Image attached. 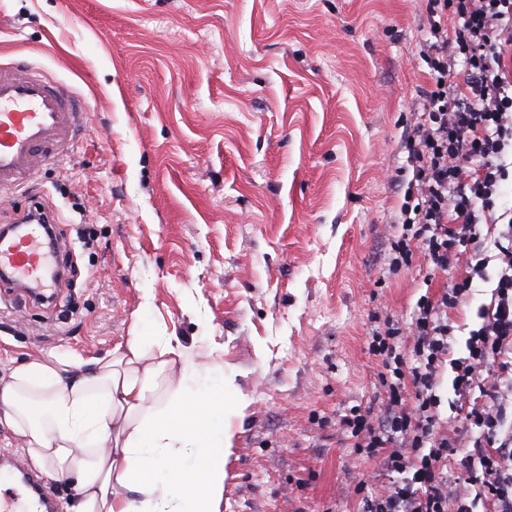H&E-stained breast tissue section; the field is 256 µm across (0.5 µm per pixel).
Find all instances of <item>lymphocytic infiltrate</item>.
<instances>
[{
	"mask_svg": "<svg viewBox=\"0 0 512 512\" xmlns=\"http://www.w3.org/2000/svg\"><path fill=\"white\" fill-rule=\"evenodd\" d=\"M429 39L422 56L431 86L405 139L414 176L401 207L406 232L394 248L401 262L423 257L430 272L464 264L467 274L440 299L422 296L413 322L410 353L398 352L397 329L373 337L382 360L388 402L380 420L353 411L342 421L356 447L381 455V470L401 474L387 494L366 500L365 512H471L444 473L464 438L442 432L435 393L439 370L449 358L453 328L446 314L468 296L474 279H486L489 259L472 243L477 224L493 223L498 189L512 176V0H428ZM469 67L465 87L448 84L457 58ZM500 236V265L491 299L477 311L466 358L452 360L453 384L468 390L483 380L488 404L466 421L480 427L472 456L482 471L479 494L486 512H512V428L502 429L503 390L512 391V219ZM450 359V358H449ZM413 400H406V388Z\"/></svg>",
	"mask_w": 512,
	"mask_h": 512,
	"instance_id": "f902f5d3",
	"label": "lymphocytic infiltrate"
}]
</instances>
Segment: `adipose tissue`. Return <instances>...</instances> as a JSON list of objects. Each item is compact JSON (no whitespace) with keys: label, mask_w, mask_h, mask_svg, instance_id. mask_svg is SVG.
Wrapping results in <instances>:
<instances>
[{"label":"adipose tissue","mask_w":512,"mask_h":512,"mask_svg":"<svg viewBox=\"0 0 512 512\" xmlns=\"http://www.w3.org/2000/svg\"><path fill=\"white\" fill-rule=\"evenodd\" d=\"M223 352L167 334L144 297L112 353L34 356L0 375V427L72 484V512H221L235 437L224 415L248 406Z\"/></svg>","instance_id":"adipose-tissue-1"}]
</instances>
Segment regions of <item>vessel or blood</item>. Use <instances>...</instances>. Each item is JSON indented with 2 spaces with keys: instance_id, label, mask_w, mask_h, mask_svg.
<instances>
[{
  "instance_id": "vessel-or-blood-1",
  "label": "vessel or blood",
  "mask_w": 512,
  "mask_h": 512,
  "mask_svg": "<svg viewBox=\"0 0 512 512\" xmlns=\"http://www.w3.org/2000/svg\"><path fill=\"white\" fill-rule=\"evenodd\" d=\"M84 111L61 84L43 72L0 67V197L16 193L27 177L62 157L81 130ZM11 231L0 233V281L44 297L57 283L59 256L52 248L50 211L16 214ZM0 512H55L53 494L38 474L0 459Z\"/></svg>"
}]
</instances>
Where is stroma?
Wrapping results in <instances>:
<instances>
[{
    "label": "stroma",
    "mask_w": 512,
    "mask_h": 512,
    "mask_svg": "<svg viewBox=\"0 0 512 512\" xmlns=\"http://www.w3.org/2000/svg\"><path fill=\"white\" fill-rule=\"evenodd\" d=\"M427 27V0H0V64L85 111L67 154L0 199V225L53 210L75 265L44 305L0 287V374L111 352L147 293L168 333L223 344L248 402L222 512H361L392 490L341 420L386 400L372 338L464 275L392 263ZM489 300L477 280L449 310L452 358ZM453 377L443 365L436 387L450 429L485 402ZM480 475L465 452L448 462L473 512Z\"/></svg>",
    "instance_id": "obj_1"
}]
</instances>
